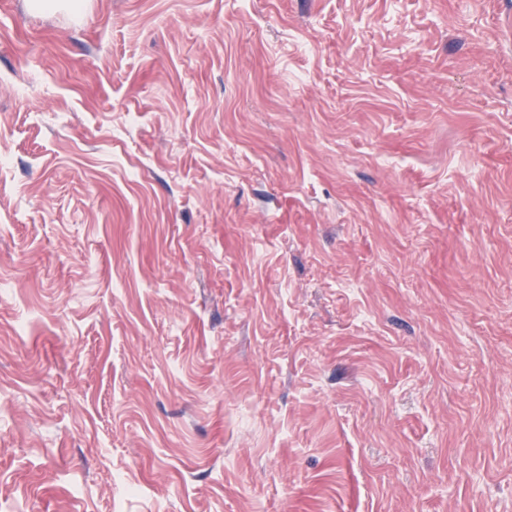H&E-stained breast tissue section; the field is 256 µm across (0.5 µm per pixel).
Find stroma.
<instances>
[{
	"label": "stroma",
	"instance_id": "1",
	"mask_svg": "<svg viewBox=\"0 0 512 512\" xmlns=\"http://www.w3.org/2000/svg\"><path fill=\"white\" fill-rule=\"evenodd\" d=\"M0 512H512V0H0Z\"/></svg>",
	"mask_w": 512,
	"mask_h": 512
}]
</instances>
